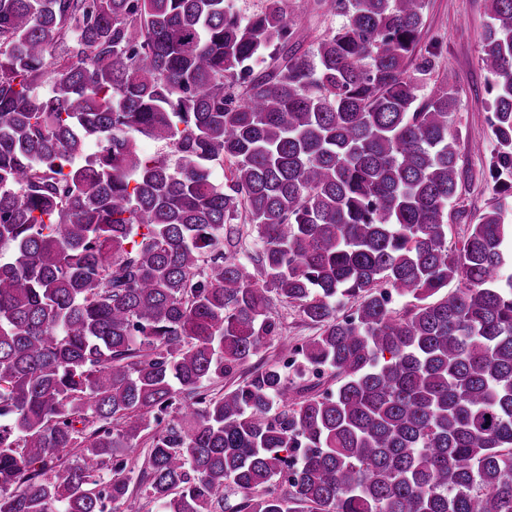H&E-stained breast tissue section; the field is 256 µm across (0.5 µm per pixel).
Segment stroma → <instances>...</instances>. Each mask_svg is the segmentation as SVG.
Segmentation results:
<instances>
[{
    "mask_svg": "<svg viewBox=\"0 0 512 512\" xmlns=\"http://www.w3.org/2000/svg\"><path fill=\"white\" fill-rule=\"evenodd\" d=\"M312 0H285L283 7L303 46L335 27L336 21L314 12ZM487 21L485 0H429L422 46L439 43L441 55L436 78L448 80L459 91V102L452 116L451 131L457 138L458 164L467 173L452 207L458 215L448 221V243L460 245L470 224L476 223L499 195L486 176L485 163L495 149L487 125L488 99L486 74L480 61V45ZM272 315L282 325L281 336L268 338L251 365L277 359L281 340L303 343L318 332L291 303L276 301Z\"/></svg>",
    "mask_w": 512,
    "mask_h": 512,
    "instance_id": "obj_1",
    "label": "stroma"
}]
</instances>
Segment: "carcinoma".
<instances>
[{
    "label": "carcinoma",
    "instance_id": "cac0c4a2",
    "mask_svg": "<svg viewBox=\"0 0 512 512\" xmlns=\"http://www.w3.org/2000/svg\"><path fill=\"white\" fill-rule=\"evenodd\" d=\"M316 6L343 23L304 50L282 0H0V512L145 483L160 512H512V0L480 48L504 197L458 247L427 0ZM275 299L319 328L294 375L208 393Z\"/></svg>",
    "mask_w": 512,
    "mask_h": 512
}]
</instances>
